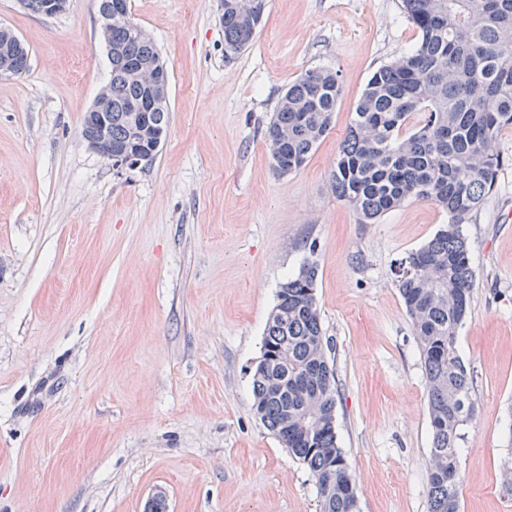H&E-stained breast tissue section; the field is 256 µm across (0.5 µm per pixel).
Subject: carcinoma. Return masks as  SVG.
Masks as SVG:
<instances>
[{"mask_svg": "<svg viewBox=\"0 0 512 512\" xmlns=\"http://www.w3.org/2000/svg\"><path fill=\"white\" fill-rule=\"evenodd\" d=\"M223 2L224 59L230 60L252 41L267 0ZM402 9L417 43L368 79L330 179L362 224L408 200L431 201L448 213V224L398 263L396 286L425 370L429 512H460L459 445L476 415L474 375L457 348L476 283L462 225L504 165L496 144L512 126V0H402ZM3 61L20 76L28 51L0 31ZM109 62L112 149L147 151L167 134L169 92L132 81L127 68L161 64L159 50L146 32L117 19ZM341 91L330 69L307 71L288 86L267 130L277 172L304 166L331 129ZM145 96L154 102L147 119L130 110ZM316 281V267L307 264L279 288L262 340L271 358L252 375L253 409L315 477L319 512H356V486L334 426L335 371Z\"/></svg>", "mask_w": 512, "mask_h": 512, "instance_id": "1", "label": "carcinoma"}]
</instances>
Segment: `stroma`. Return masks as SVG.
<instances>
[{
	"label": "stroma",
	"instance_id": "35a3bbf8",
	"mask_svg": "<svg viewBox=\"0 0 512 512\" xmlns=\"http://www.w3.org/2000/svg\"><path fill=\"white\" fill-rule=\"evenodd\" d=\"M169 73L152 164L116 166L82 137L110 73L96 0L45 17L0 0L29 50L0 79V512H318L317 484L252 408V373L288 276L316 264L336 370V431L360 512H429L431 446L400 259L448 221L415 200L360 223L330 180L371 74L417 33L401 0H268L224 58L220 0H131ZM343 85L332 127L277 174L266 130L308 70ZM494 189L463 232L476 288L458 350L476 416L461 512H512V128Z\"/></svg>",
	"mask_w": 512,
	"mask_h": 512
}]
</instances>
